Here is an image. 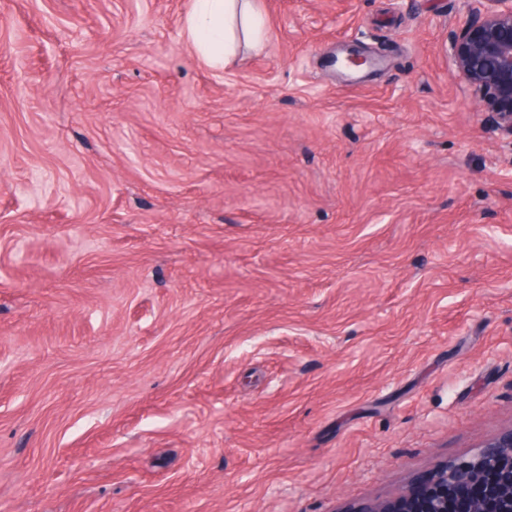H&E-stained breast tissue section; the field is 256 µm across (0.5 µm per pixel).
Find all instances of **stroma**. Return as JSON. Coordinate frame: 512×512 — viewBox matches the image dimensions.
Returning <instances> with one entry per match:
<instances>
[{
	"instance_id": "35a3bbf8",
	"label": "stroma",
	"mask_w": 512,
	"mask_h": 512,
	"mask_svg": "<svg viewBox=\"0 0 512 512\" xmlns=\"http://www.w3.org/2000/svg\"><path fill=\"white\" fill-rule=\"evenodd\" d=\"M259 6L212 69L190 0H0V512H348L512 428L467 0Z\"/></svg>"
}]
</instances>
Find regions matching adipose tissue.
<instances>
[{
  "mask_svg": "<svg viewBox=\"0 0 512 512\" xmlns=\"http://www.w3.org/2000/svg\"><path fill=\"white\" fill-rule=\"evenodd\" d=\"M265 19L255 0H192L184 18V34L199 57L219 67L240 46L264 41Z\"/></svg>",
  "mask_w": 512,
  "mask_h": 512,
  "instance_id": "ef3b65f1",
  "label": "adipose tissue"
}]
</instances>
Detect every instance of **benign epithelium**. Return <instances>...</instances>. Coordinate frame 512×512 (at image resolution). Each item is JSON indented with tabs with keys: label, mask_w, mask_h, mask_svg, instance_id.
<instances>
[{
	"label": "benign epithelium",
	"mask_w": 512,
	"mask_h": 512,
	"mask_svg": "<svg viewBox=\"0 0 512 512\" xmlns=\"http://www.w3.org/2000/svg\"><path fill=\"white\" fill-rule=\"evenodd\" d=\"M449 33L450 60L472 95L512 136V0H471ZM359 512H512V429L473 456L440 467L433 481Z\"/></svg>",
	"instance_id": "benign-epithelium-1"
}]
</instances>
